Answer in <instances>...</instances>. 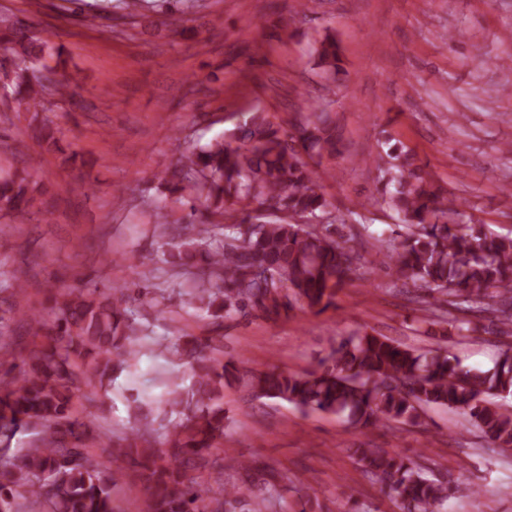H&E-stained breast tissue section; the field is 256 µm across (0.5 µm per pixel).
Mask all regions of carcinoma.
Segmentation results:
<instances>
[{
    "label": "carcinoma",
    "mask_w": 512,
    "mask_h": 512,
    "mask_svg": "<svg viewBox=\"0 0 512 512\" xmlns=\"http://www.w3.org/2000/svg\"><path fill=\"white\" fill-rule=\"evenodd\" d=\"M46 41L31 25L0 26V71L6 78L3 103L43 106L52 86L69 101L76 86L50 77ZM316 65L327 73L340 68L341 45L326 31L314 48ZM38 144L57 147L46 123L34 126ZM336 126L322 113L287 129L265 112H254L236 131L184 156L164 179L169 195L183 207L158 223L178 233L165 242L163 262L191 273L195 287L183 304L220 324L251 311L276 320L299 304L316 313L336 307V291L357 259L341 229L344 219L315 231L309 222L328 214L316 165L340 153ZM373 163L388 204L400 220L395 236L382 240L391 274L434 300L461 311L492 310L497 331L512 335V238L462 224L458 204L435 185L415 153L404 146L378 152ZM45 190L26 172L0 176V217H32L45 209ZM48 317L26 320L42 343L22 360L17 374L0 378V436L32 429V447L0 466V512H114L116 472L89 452L91 422L78 417L74 401H92L107 389L112 374L135 358L138 322L134 306L162 317L163 302L150 286L126 291L86 285L58 290ZM178 357L196 361L189 388L168 391L164 414L175 417L166 438L167 460L154 451L152 410L131 408V432L122 451L147 485V512H265L277 491V477L263 475L247 460L225 457L240 474L211 496L189 472L219 460L224 440V388L240 380L239 368L224 362L216 336L171 346ZM259 399H279L296 408L333 414L363 428L391 422L417 424L421 414L444 407L467 418L503 452L512 451V410L497 399L512 396V348L489 371H464L442 351L418 352L385 336H346L322 360L320 369L295 374L276 368L248 371ZM362 470L396 497L400 512H444L448 481L430 478L419 463L372 448L355 450Z\"/></svg>",
    "instance_id": "1"
}]
</instances>
